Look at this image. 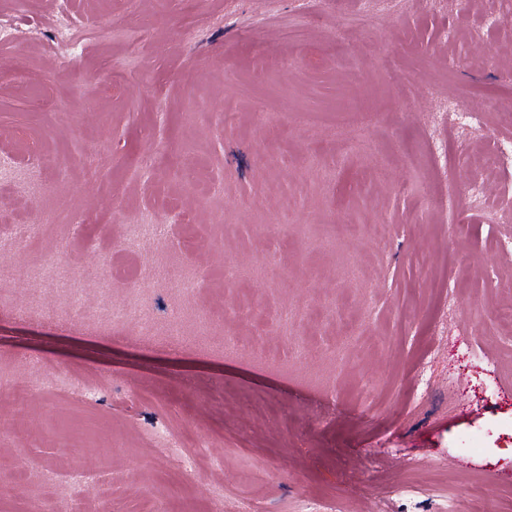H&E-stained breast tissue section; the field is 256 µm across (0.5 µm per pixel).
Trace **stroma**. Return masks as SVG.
I'll use <instances>...</instances> for the list:
<instances>
[{"instance_id": "obj_1", "label": "stroma", "mask_w": 512, "mask_h": 512, "mask_svg": "<svg viewBox=\"0 0 512 512\" xmlns=\"http://www.w3.org/2000/svg\"><path fill=\"white\" fill-rule=\"evenodd\" d=\"M60 5L0 0L20 32L0 42V153L18 158L0 266L31 271L0 284V378L36 390L22 429L0 389V471H32L0 512H69L75 469L106 477L87 512H402L398 482L425 512H512V171L470 162L512 138V28L484 22L498 0H71L75 50ZM113 66L127 81L106 96ZM454 95L486 115L467 147ZM452 180L484 184L498 223L451 229ZM185 213L197 243L179 250ZM340 222L361 234L331 238ZM17 224L38 230L15 242ZM22 302L63 326L17 318ZM174 327L192 343L177 356L122 342ZM42 360L97 400L57 392ZM167 424L211 434L194 477L157 443ZM476 433L483 451H463Z\"/></svg>"}]
</instances>
